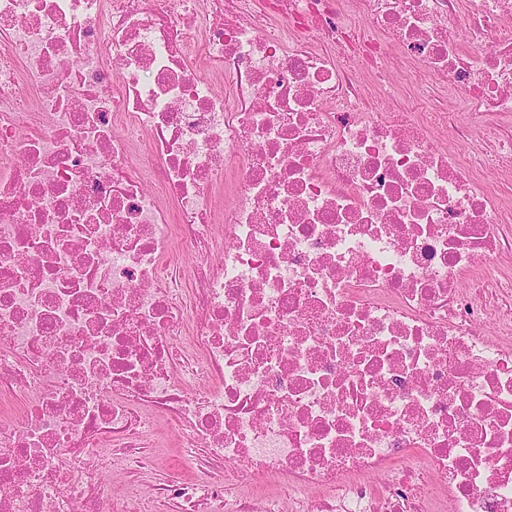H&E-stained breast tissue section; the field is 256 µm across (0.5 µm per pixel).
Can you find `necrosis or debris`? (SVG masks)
Returning a JSON list of instances; mask_svg holds the SVG:
<instances>
[{"label": "necrosis or debris", "mask_w": 512, "mask_h": 512, "mask_svg": "<svg viewBox=\"0 0 512 512\" xmlns=\"http://www.w3.org/2000/svg\"><path fill=\"white\" fill-rule=\"evenodd\" d=\"M490 167L512 0H0V512H512ZM431 83L432 81L429 77L422 76L420 91L423 97L416 98L413 85L404 81L396 107L403 108L408 101H413L416 104V108L411 112H434L447 107L449 104L448 96L441 91L431 93Z\"/></svg>", "instance_id": "1"}]
</instances>
